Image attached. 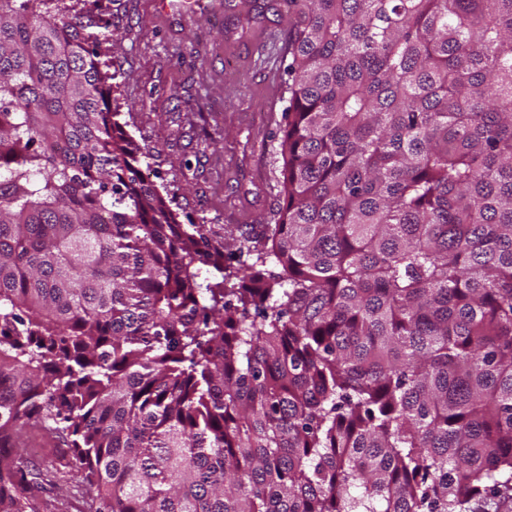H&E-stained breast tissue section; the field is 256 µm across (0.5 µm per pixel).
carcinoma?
<instances>
[{"mask_svg": "<svg viewBox=\"0 0 512 512\" xmlns=\"http://www.w3.org/2000/svg\"><path fill=\"white\" fill-rule=\"evenodd\" d=\"M89 2L0 0V512L31 425L95 512L512 499V0H279V203L227 246L144 179Z\"/></svg>", "mask_w": 512, "mask_h": 512, "instance_id": "carcinoma-1", "label": "carcinoma"}]
</instances>
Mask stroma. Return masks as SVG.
<instances>
[{
    "label": "stroma",
    "mask_w": 512,
    "mask_h": 512,
    "mask_svg": "<svg viewBox=\"0 0 512 512\" xmlns=\"http://www.w3.org/2000/svg\"><path fill=\"white\" fill-rule=\"evenodd\" d=\"M243 0H96L115 42L114 95L126 130L150 154L144 173L175 196L181 223L229 234L257 223L278 198L274 136L288 105L285 24L274 0L237 23ZM44 474L37 512H92L71 478L72 450L36 430L25 436Z\"/></svg>",
    "instance_id": "stroma-1"
}]
</instances>
